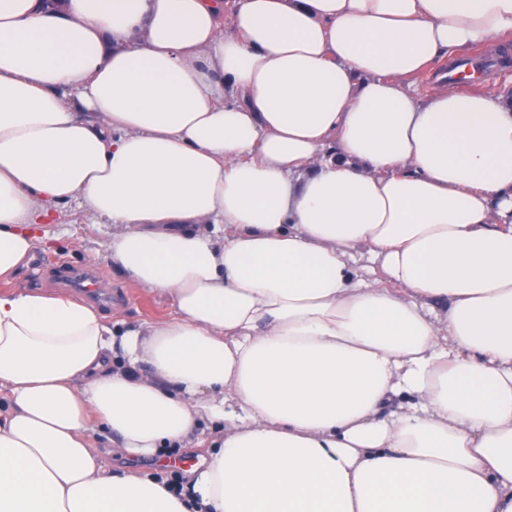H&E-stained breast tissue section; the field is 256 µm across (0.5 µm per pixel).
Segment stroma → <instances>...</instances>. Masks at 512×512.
I'll return each mask as SVG.
<instances>
[{"label": "stroma", "mask_w": 512, "mask_h": 512, "mask_svg": "<svg viewBox=\"0 0 512 512\" xmlns=\"http://www.w3.org/2000/svg\"><path fill=\"white\" fill-rule=\"evenodd\" d=\"M468 54L492 60L493 67L484 78L485 89L499 91L512 99V45L477 44ZM39 233L46 237L48 248L35 251L17 278V287L66 295L70 289L59 277L58 266L95 269L100 273L102 288L123 298L122 303L104 310L105 318L158 323L171 316L173 305L169 297L128 288L121 274L100 258V251L112 235V227L93 223L78 203L60 207L49 223L41 225Z\"/></svg>", "instance_id": "35a3bbf8"}]
</instances>
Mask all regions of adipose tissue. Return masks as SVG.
<instances>
[{
	"label": "adipose tissue",
	"mask_w": 512,
	"mask_h": 512,
	"mask_svg": "<svg viewBox=\"0 0 512 512\" xmlns=\"http://www.w3.org/2000/svg\"><path fill=\"white\" fill-rule=\"evenodd\" d=\"M509 38L512 0H0V512H512V102L411 90ZM73 201L173 316L12 288ZM448 66V62L442 64H435L433 67L427 69L426 71L420 73L415 78V87L417 90V95L421 99H426L427 97L435 94L438 89L439 85L436 82V79H434V76L437 74L438 69L445 68ZM354 270H355L354 280L358 279V278L364 279L367 281L377 280V283L379 284V286L390 288V285L387 284L382 279L379 263L370 261L367 256H365V255L364 256H359V255L356 256Z\"/></svg>",
	"instance_id": "1"
}]
</instances>
